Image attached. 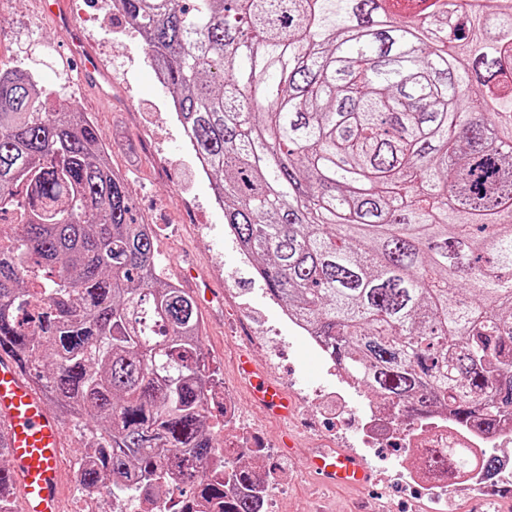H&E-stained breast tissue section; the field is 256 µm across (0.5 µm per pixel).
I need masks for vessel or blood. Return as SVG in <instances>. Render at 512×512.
Instances as JSON below:
<instances>
[{
	"label": "vessel or blood",
	"instance_id": "b4317fda",
	"mask_svg": "<svg viewBox=\"0 0 512 512\" xmlns=\"http://www.w3.org/2000/svg\"><path fill=\"white\" fill-rule=\"evenodd\" d=\"M78 74L83 84L93 87L108 77L94 52L87 48L82 51ZM238 368L248 378L253 398L268 412L281 418L294 412L293 399L248 355L240 356ZM0 440L13 460V479L22 496L23 512H60L63 429L17 362L4 354L0 355ZM309 470L336 487L359 488L371 477L364 464L340 449L313 455Z\"/></svg>",
	"mask_w": 512,
	"mask_h": 512
}]
</instances>
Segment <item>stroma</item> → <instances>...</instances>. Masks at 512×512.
<instances>
[{"mask_svg":"<svg viewBox=\"0 0 512 512\" xmlns=\"http://www.w3.org/2000/svg\"><path fill=\"white\" fill-rule=\"evenodd\" d=\"M74 27H58L43 17L39 0H0V67L32 71L49 105L59 99L87 113L106 144L110 162L125 176L136 215L156 231V255L166 273L183 282L188 266L213 280L221 299L199 302L203 318L202 348L245 420L261 438L276 445V490L279 512H354L362 498L395 501L400 512H458L455 503L424 493H404L381 482L405 454L393 442L361 453L359 421L378 397H347L340 410L336 373L316 355L267 294L251 263L241 255L234 236L215 204L209 179L201 175L181 125L170 107V93L157 80L140 38L122 13L102 7L101 0H65ZM90 44L112 76L111 103L82 85L72 62L74 39ZM277 346L266 351L267 338ZM288 393L320 390L312 408L323 432L315 438L297 420L281 421L253 404L237 371L241 351ZM62 509L73 512L76 462L86 438L74 421H63ZM343 447L361 455L374 479L368 490L317 485L306 472V458L320 448Z\"/></svg>","mask_w":512,"mask_h":512,"instance_id":"35a3bbf8","label":"stroma"}]
</instances>
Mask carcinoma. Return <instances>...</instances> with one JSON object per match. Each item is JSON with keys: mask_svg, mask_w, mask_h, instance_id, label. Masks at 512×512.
<instances>
[{"mask_svg": "<svg viewBox=\"0 0 512 512\" xmlns=\"http://www.w3.org/2000/svg\"><path fill=\"white\" fill-rule=\"evenodd\" d=\"M110 2L224 223L324 354L416 420L512 416V0ZM0 220V349L94 423L79 484L148 503L190 484L177 512H258L211 431L194 296L164 277L91 119L46 108L20 69L0 71ZM14 490L0 464V512Z\"/></svg>", "mask_w": 512, "mask_h": 512, "instance_id": "carcinoma-1", "label": "carcinoma"}]
</instances>
